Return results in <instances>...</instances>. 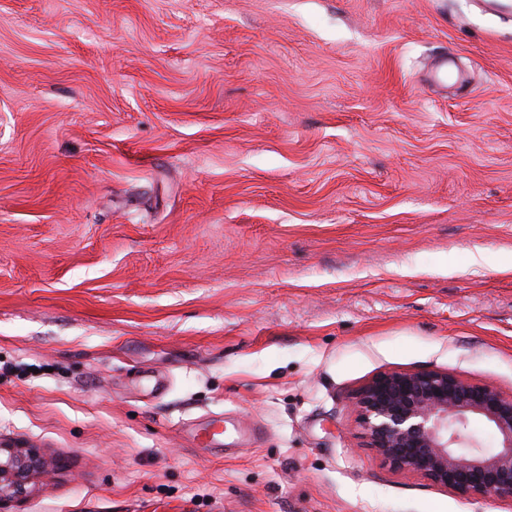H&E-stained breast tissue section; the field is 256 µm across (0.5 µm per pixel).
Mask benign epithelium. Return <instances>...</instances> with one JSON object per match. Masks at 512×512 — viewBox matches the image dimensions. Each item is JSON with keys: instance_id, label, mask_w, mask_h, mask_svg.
Wrapping results in <instances>:
<instances>
[{"instance_id": "1", "label": "benign epithelium", "mask_w": 512, "mask_h": 512, "mask_svg": "<svg viewBox=\"0 0 512 512\" xmlns=\"http://www.w3.org/2000/svg\"><path fill=\"white\" fill-rule=\"evenodd\" d=\"M355 404L368 446L393 470L459 494L512 497V395L445 372H392ZM472 419L495 431L498 446L485 448L467 431ZM47 471L39 449L0 444V506L26 497Z\"/></svg>"}]
</instances>
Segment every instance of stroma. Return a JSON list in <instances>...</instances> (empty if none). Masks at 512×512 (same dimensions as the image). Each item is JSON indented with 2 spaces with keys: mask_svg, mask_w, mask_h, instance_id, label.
Segmentation results:
<instances>
[{
  "mask_svg": "<svg viewBox=\"0 0 512 512\" xmlns=\"http://www.w3.org/2000/svg\"><path fill=\"white\" fill-rule=\"evenodd\" d=\"M424 370L512 394V0H0L17 512H512L368 448ZM48 463L37 448H14L0 443V511L5 502L29 493L34 479L46 474Z\"/></svg>",
  "mask_w": 512,
  "mask_h": 512,
  "instance_id": "35a3bbf8",
  "label": "stroma"
}]
</instances>
